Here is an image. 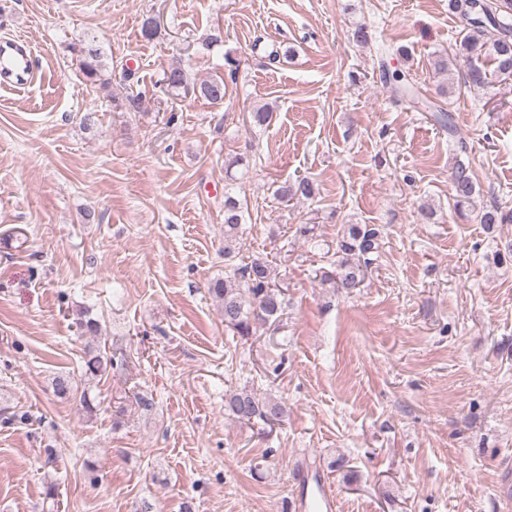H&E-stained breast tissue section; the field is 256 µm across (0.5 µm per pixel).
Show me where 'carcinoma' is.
Here are the masks:
<instances>
[{
  "label": "carcinoma",
  "instance_id": "1",
  "mask_svg": "<svg viewBox=\"0 0 512 512\" xmlns=\"http://www.w3.org/2000/svg\"><path fill=\"white\" fill-rule=\"evenodd\" d=\"M448 8L465 22L471 34L465 37L458 53L468 62L466 83L483 86L489 76L509 78L512 76V0H448ZM79 67L92 83L105 89L111 77L101 60L99 50L87 46L80 50ZM490 59L493 71L487 72L479 61ZM163 84L169 90L189 87L188 76L179 66L164 72ZM226 85L222 79L204 81L192 86V91L213 104L224 101ZM450 199L455 210L473 201L476 180L472 170L457 160L450 168ZM275 195L282 200L310 198L314 195L313 183L307 178L284 182ZM248 205L232 196L224 199V256L236 253L240 244L241 226L245 223ZM479 222L487 226L511 224L512 212H505L492 205L478 213ZM380 230L369 224H353L348 235L339 242V250L347 255H356L363 265L370 264L368 255L379 248ZM340 280L344 288H354L359 283L360 267L348 262L340 266ZM208 293L217 299L222 308L224 324L242 337L249 336L256 326L277 319L283 311L280 291L271 287V270L267 261L257 258L224 274V278L210 283ZM85 373L102 376L108 369L123 365V352L112 353L105 358L94 350L86 352ZM228 410L241 422L260 419L265 423L283 417L285 410L279 403L265 401L245 388L238 389L227 397Z\"/></svg>",
  "mask_w": 512,
  "mask_h": 512
}]
</instances>
